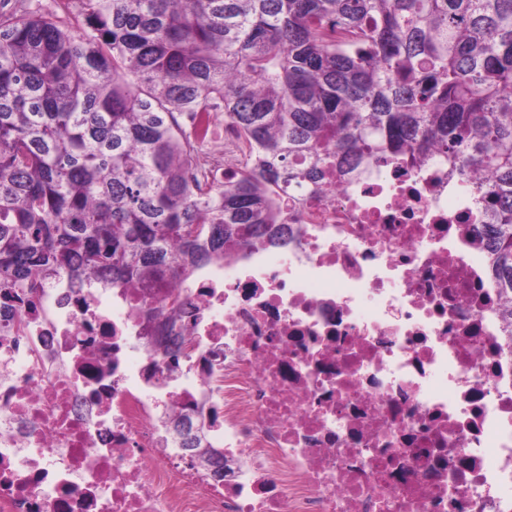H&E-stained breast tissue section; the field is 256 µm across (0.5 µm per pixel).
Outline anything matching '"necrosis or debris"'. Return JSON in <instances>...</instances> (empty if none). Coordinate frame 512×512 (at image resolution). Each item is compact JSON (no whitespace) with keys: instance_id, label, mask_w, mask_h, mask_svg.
<instances>
[{"instance_id":"obj_1","label":"necrosis or debris","mask_w":512,"mask_h":512,"mask_svg":"<svg viewBox=\"0 0 512 512\" xmlns=\"http://www.w3.org/2000/svg\"><path fill=\"white\" fill-rule=\"evenodd\" d=\"M200 130L223 180L241 139ZM477 208L446 162L387 163L192 281L0 299V512H512Z\"/></svg>"}]
</instances>
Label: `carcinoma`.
Returning <instances> with one entry per match:
<instances>
[{
	"instance_id": "1",
	"label": "carcinoma",
	"mask_w": 512,
	"mask_h": 512,
	"mask_svg": "<svg viewBox=\"0 0 512 512\" xmlns=\"http://www.w3.org/2000/svg\"><path fill=\"white\" fill-rule=\"evenodd\" d=\"M75 36L0 0V292L186 278L288 240L284 198L383 163L448 173L512 345V0H82ZM243 143L188 179L202 112Z\"/></svg>"
}]
</instances>
